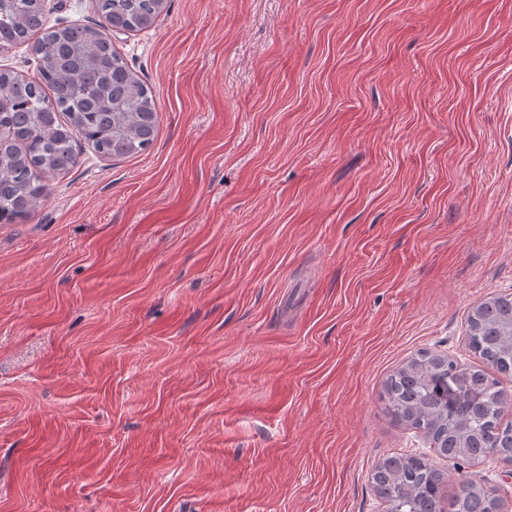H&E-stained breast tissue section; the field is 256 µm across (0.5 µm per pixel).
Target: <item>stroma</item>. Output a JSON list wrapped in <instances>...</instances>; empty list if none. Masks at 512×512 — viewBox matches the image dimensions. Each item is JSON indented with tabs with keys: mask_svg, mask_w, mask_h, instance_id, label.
Returning <instances> with one entry per match:
<instances>
[{
	"mask_svg": "<svg viewBox=\"0 0 512 512\" xmlns=\"http://www.w3.org/2000/svg\"><path fill=\"white\" fill-rule=\"evenodd\" d=\"M48 25H99L44 0ZM153 144L0 223V512H387L380 399L512 294V0H166Z\"/></svg>",
	"mask_w": 512,
	"mask_h": 512,
	"instance_id": "stroma-1",
	"label": "stroma"
}]
</instances>
